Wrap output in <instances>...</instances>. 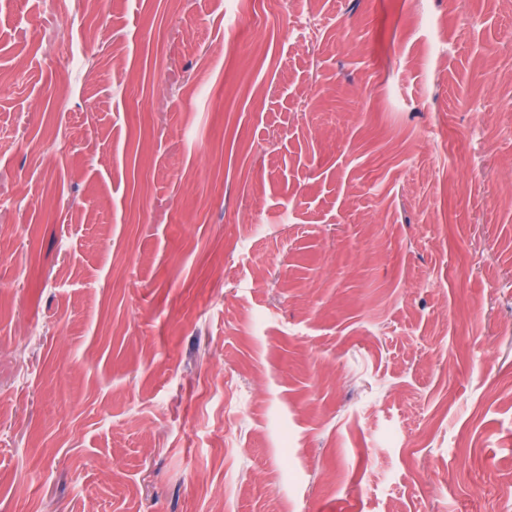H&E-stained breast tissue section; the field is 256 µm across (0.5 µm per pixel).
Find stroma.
I'll use <instances>...</instances> for the list:
<instances>
[{
	"mask_svg": "<svg viewBox=\"0 0 512 512\" xmlns=\"http://www.w3.org/2000/svg\"><path fill=\"white\" fill-rule=\"evenodd\" d=\"M215 494L512 512V0H0V512Z\"/></svg>",
	"mask_w": 512,
	"mask_h": 512,
	"instance_id": "stroma-1",
	"label": "stroma"
}]
</instances>
